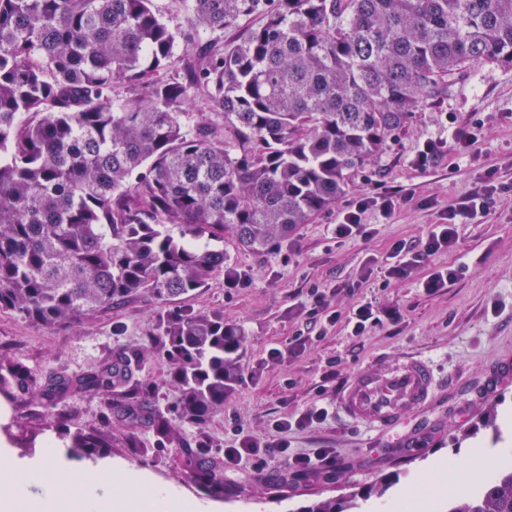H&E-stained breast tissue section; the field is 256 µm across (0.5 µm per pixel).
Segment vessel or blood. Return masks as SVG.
Instances as JSON below:
<instances>
[{"label": "vessel or blood", "mask_w": 512, "mask_h": 512, "mask_svg": "<svg viewBox=\"0 0 512 512\" xmlns=\"http://www.w3.org/2000/svg\"><path fill=\"white\" fill-rule=\"evenodd\" d=\"M434 385L428 361L409 357L390 367L356 373L339 404L354 422L382 432L406 426L412 411L429 404Z\"/></svg>", "instance_id": "obj_1"}]
</instances>
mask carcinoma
<instances>
[{"instance_id":"carcinoma-1","label":"carcinoma","mask_w":512,"mask_h":512,"mask_svg":"<svg viewBox=\"0 0 512 512\" xmlns=\"http://www.w3.org/2000/svg\"><path fill=\"white\" fill-rule=\"evenodd\" d=\"M193 2L195 30L261 22L169 78L190 35L153 0H0V309L55 329L139 294L192 293L226 266L200 239L274 245L345 195L456 76L512 65V0ZM194 95L209 111L189 128ZM160 327L142 355L164 357L179 420L201 427L224 411L242 336L224 335L220 312ZM130 375L114 362L77 386ZM0 392L41 395L2 354ZM300 512L345 510L332 498ZM445 512H512V470Z\"/></svg>"}]
</instances>
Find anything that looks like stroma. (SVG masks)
I'll return each instance as SVG.
<instances>
[{"mask_svg": "<svg viewBox=\"0 0 512 512\" xmlns=\"http://www.w3.org/2000/svg\"><path fill=\"white\" fill-rule=\"evenodd\" d=\"M474 125L479 128L477 158L446 152L425 169L413 167L424 142L447 141L452 129ZM488 170L500 188L496 202L487 215L458 224L454 252L430 257L404 279L376 274L361 282L368 260L386 264L393 242L425 239L449 205L480 191ZM378 184L407 194L408 202L387 220L369 212L366 221L375 227L370 238L336 239L332 226L339 211ZM223 248L228 265L246 275L244 286L225 287L223 274L217 273L194 294L166 302L143 294L74 327L53 330L0 310V351L44 385L130 356L158 336L159 320L169 311L223 313L243 344L238 381L222 413L200 428L178 424L175 438L162 440L148 415L128 418L74 387L41 401H8L7 414H0L6 455L34 461L43 444L53 440L69 463L134 470L199 501L208 512H250L256 502L268 504L270 512H296L326 498L374 512L381 501L400 498L407 477L421 475L436 458L461 461L476 446L490 453L512 447V426H502L506 419L512 423V66L476 64L456 77L447 94L416 112L390 139L345 197L311 223L263 251L242 248L229 236ZM459 264L469 268L465 277L438 293L423 291L421 281L435 268ZM314 284L337 289L332 306L340 312L370 301L399 309L401 318L362 337L351 336L342 321L318 336L304 301ZM300 334L309 338L302 355L267 359L269 348L285 351ZM408 355L428 360L437 383L433 403L418 414L417 426L397 438L350 423L338 407L341 379ZM334 366L340 378L329 377ZM129 386L137 388L139 401L173 417L181 391L162 358L133 363ZM126 387L116 386L115 394ZM323 402L330 405L327 420L292 432L290 439L299 451L335 449L331 475L299 481L275 461L260 474L246 467L225 474L216 485L186 464L191 453L223 462L224 447L231 442L230 417H237L245 432L269 437L276 420ZM81 435L100 437L102 447H73L74 437ZM378 487L385 488L384 497H376Z\"/></svg>", "mask_w": 512, "mask_h": 512, "instance_id": "35a3bbf8", "label": "stroma"}]
</instances>
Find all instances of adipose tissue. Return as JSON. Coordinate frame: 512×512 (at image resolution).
<instances>
[{"instance_id":"ef3b65f1","label":"adipose tissue","mask_w":512,"mask_h":512,"mask_svg":"<svg viewBox=\"0 0 512 512\" xmlns=\"http://www.w3.org/2000/svg\"><path fill=\"white\" fill-rule=\"evenodd\" d=\"M55 442L38 460L0 466V512H201L198 502L171 493L135 471L100 472L64 464ZM458 464L435 460L427 482L411 481L394 512H425L427 502L455 493Z\"/></svg>"}]
</instances>
